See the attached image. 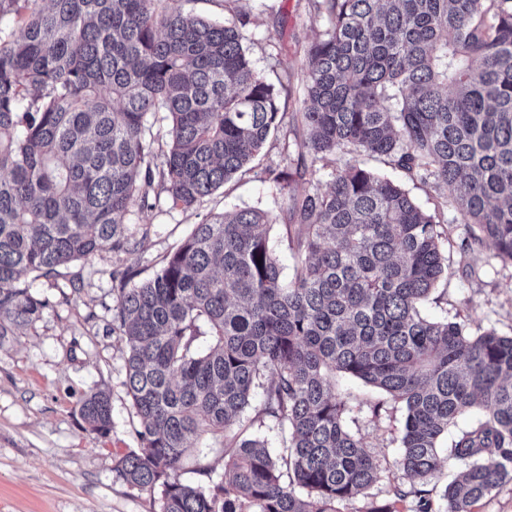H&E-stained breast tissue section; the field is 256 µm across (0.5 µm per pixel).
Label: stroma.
<instances>
[{
	"label": "stroma",
	"instance_id": "obj_1",
	"mask_svg": "<svg viewBox=\"0 0 512 512\" xmlns=\"http://www.w3.org/2000/svg\"><path fill=\"white\" fill-rule=\"evenodd\" d=\"M183 11L224 20L239 17L242 43L256 68L280 90L282 112L304 109L307 50L328 23L311 0H172ZM296 155L282 135L271 137L249 173L225 184L196 209L171 208L160 198L154 208L134 212L128 228L137 249L100 252L61 269L59 276L32 282L46 299L41 317L0 343V512H155L153 494L128 488L117 476L118 456L138 449V417L126 394L127 347L112 332L116 279L151 277L164 256L209 215L244 207L279 212L281 198L269 170L293 166ZM407 188L424 209L443 207L448 226V278L421 312L431 319L454 318L471 328L512 334V266L493 249L475 248L461 263L464 222L431 182ZM110 392L112 428L89 434L78 408L87 392ZM336 391L347 399L348 424L379 460L381 478L367 494L346 502L341 512H362L369 499L384 500L399 483L398 459L404 415L388 409L372 415L381 393L361 381L340 377ZM224 474V436L207 433L185 456L183 481L203 486Z\"/></svg>",
	"mask_w": 512,
	"mask_h": 512
}]
</instances>
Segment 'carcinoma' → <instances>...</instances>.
<instances>
[{"instance_id": "carcinoma-1", "label": "carcinoma", "mask_w": 512, "mask_h": 512, "mask_svg": "<svg viewBox=\"0 0 512 512\" xmlns=\"http://www.w3.org/2000/svg\"><path fill=\"white\" fill-rule=\"evenodd\" d=\"M314 5L329 27L286 124L234 20L169 0H0V18L22 20L0 29V340L48 305L27 277L128 251L127 216L156 190L193 209L283 129L297 165L269 174L293 230L291 279L270 240L278 216L243 208L196 225L151 278L119 281L112 331L128 347L141 448L115 471L157 493L158 512H340L381 473L348 425L341 375L404 411L396 466L409 490L393 494L414 495V512H435L424 486L441 474L440 440L482 413L448 449L464 468L442 495L445 512H472L512 481V335L421 315L448 273L440 210L362 163L334 169L324 191L314 177L363 152L430 178L455 193L461 257L489 246L512 263V0ZM79 413L109 433V393L90 391ZM267 419L285 433L280 455L249 432ZM219 431L224 478L181 481L188 449Z\"/></svg>"}]
</instances>
